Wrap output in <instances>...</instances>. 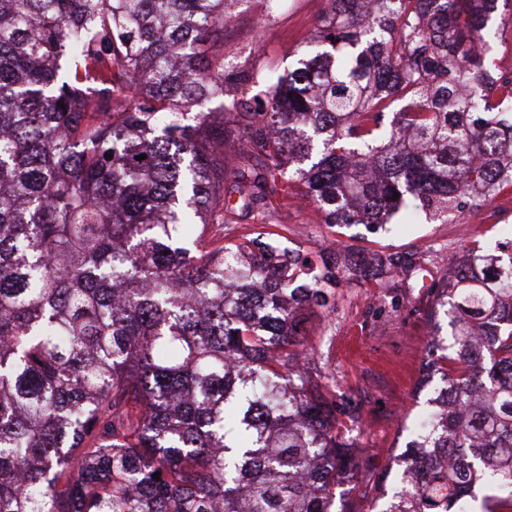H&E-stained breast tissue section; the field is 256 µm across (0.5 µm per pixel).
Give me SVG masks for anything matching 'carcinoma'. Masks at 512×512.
<instances>
[{
    "mask_svg": "<svg viewBox=\"0 0 512 512\" xmlns=\"http://www.w3.org/2000/svg\"><path fill=\"white\" fill-rule=\"evenodd\" d=\"M224 5L0 0V512H346L362 415L302 368L301 317L425 253L315 265L273 212L231 216L297 180L329 228L376 234L512 185L498 0H325L320 51L223 113L263 156L232 172L211 113L185 122L224 95ZM432 292L454 357L383 512H469L483 485L512 512V235Z\"/></svg>",
    "mask_w": 512,
    "mask_h": 512,
    "instance_id": "cac0c4a2",
    "label": "carcinoma"
}]
</instances>
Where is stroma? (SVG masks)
<instances>
[{
	"label": "stroma",
	"mask_w": 512,
	"mask_h": 512,
	"mask_svg": "<svg viewBox=\"0 0 512 512\" xmlns=\"http://www.w3.org/2000/svg\"><path fill=\"white\" fill-rule=\"evenodd\" d=\"M322 7L321 0H293L288 9L269 18L262 0H234L229 8L232 19L224 26L223 53L235 56L252 80L241 83L226 77L223 97L205 106L214 123H221L223 113L239 100L262 95L271 73L294 68L297 51L314 32ZM270 203L288 247L319 259L330 233L313 205L295 189L272 194ZM507 225L512 226V191L470 206L445 224L427 223L410 209L389 232L374 237L361 225L343 229L342 241L356 251H430L402 298H394L391 289L381 285L349 281L337 289L330 315H308L301 325L314 347L311 367L335 378L337 391L350 395L363 415L352 451L357 467L336 488V500L347 512H372L385 486L397 482L396 461L410 438L413 419L427 409L440 385L429 345L436 336L447 345L452 338L447 320L435 312L433 278L467 247L495 246Z\"/></svg>",
	"instance_id": "stroma-1"
}]
</instances>
